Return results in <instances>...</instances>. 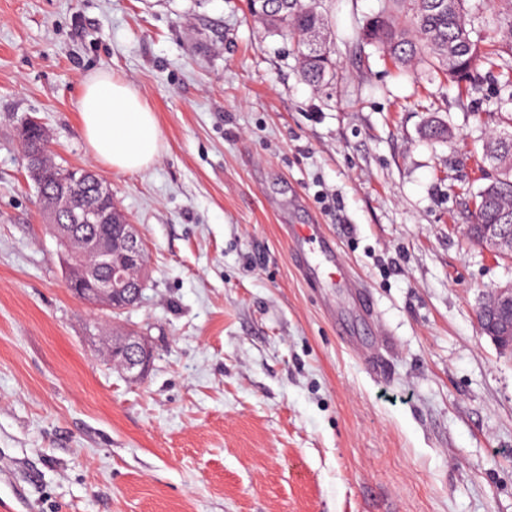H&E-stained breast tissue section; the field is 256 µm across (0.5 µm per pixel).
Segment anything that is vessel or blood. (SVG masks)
Instances as JSON below:
<instances>
[{"label":"vessel or blood","instance_id":"1","mask_svg":"<svg viewBox=\"0 0 512 512\" xmlns=\"http://www.w3.org/2000/svg\"><path fill=\"white\" fill-rule=\"evenodd\" d=\"M294 265L303 281L312 288L343 289L350 306L366 318H374L372 301L365 288L353 280L340 259L339 248L321 225H287Z\"/></svg>","mask_w":512,"mask_h":512}]
</instances>
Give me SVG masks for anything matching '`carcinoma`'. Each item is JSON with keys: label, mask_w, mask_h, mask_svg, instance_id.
Listing matches in <instances>:
<instances>
[{"label": "carcinoma", "mask_w": 512, "mask_h": 512, "mask_svg": "<svg viewBox=\"0 0 512 512\" xmlns=\"http://www.w3.org/2000/svg\"><path fill=\"white\" fill-rule=\"evenodd\" d=\"M474 5H469V2ZM252 18L268 32L286 37L297 45L302 73L312 86H321L336 74V61L327 37V23L314 4L304 0H267L266 9L248 4ZM501 16L512 38V0H382L373 25L363 26L361 41L376 46L395 62L413 67L422 62L457 84L474 85L479 66L489 65L504 84L512 86V53L504 58L496 49H482L472 39L468 15L480 10ZM23 151L43 153L40 185L42 202L54 194L59 181H70L77 189V212L60 218L63 224L82 223L79 211L99 202L93 180L83 171L58 164L49 149L45 129L19 128ZM497 176L478 192L474 211L476 224H501L512 230V135H495L484 144Z\"/></svg>", "instance_id": "1"}]
</instances>
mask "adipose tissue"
Returning <instances> with one entry per match:
<instances>
[{
	"mask_svg": "<svg viewBox=\"0 0 512 512\" xmlns=\"http://www.w3.org/2000/svg\"><path fill=\"white\" fill-rule=\"evenodd\" d=\"M78 113L97 162L118 172H141L158 157L161 134L155 112L133 85L111 72H95L84 82Z\"/></svg>",
	"mask_w": 512,
	"mask_h": 512,
	"instance_id": "adipose-tissue-1",
	"label": "adipose tissue"
}]
</instances>
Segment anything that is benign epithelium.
Listing matches in <instances>:
<instances>
[{
    "label": "benign epithelium",
    "instance_id": "benign-epithelium-1",
    "mask_svg": "<svg viewBox=\"0 0 512 512\" xmlns=\"http://www.w3.org/2000/svg\"><path fill=\"white\" fill-rule=\"evenodd\" d=\"M72 210V194L59 190L46 213V224L60 247L69 290L81 302L109 309L127 308L141 299L144 286V248L134 225H114L112 205L86 211L85 222L94 229L80 235L75 224H62L58 214ZM480 244L495 254L512 252V233L498 224L478 225ZM482 333L496 344H512V282L495 288L482 303ZM111 363L133 378L143 377L151 366L153 350L145 337L126 335L106 347Z\"/></svg>",
    "mask_w": 512,
    "mask_h": 512
}]
</instances>
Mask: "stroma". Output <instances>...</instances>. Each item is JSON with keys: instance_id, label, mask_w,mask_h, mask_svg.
Wrapping results in <instances>:
<instances>
[{"instance_id": "1", "label": "stroma", "mask_w": 512, "mask_h": 512, "mask_svg": "<svg viewBox=\"0 0 512 512\" xmlns=\"http://www.w3.org/2000/svg\"><path fill=\"white\" fill-rule=\"evenodd\" d=\"M379 0H318L336 76L247 0H0V500L14 512H512V353L478 328L506 259L463 232L512 133L484 78L402 70L356 30ZM108 70L155 112L139 173L96 163L85 78ZM112 185L146 245L140 303L74 298L17 129ZM451 138L424 134L427 121ZM319 224L365 285L385 369L336 335L281 226ZM136 331L137 380L104 361Z\"/></svg>"}]
</instances>
